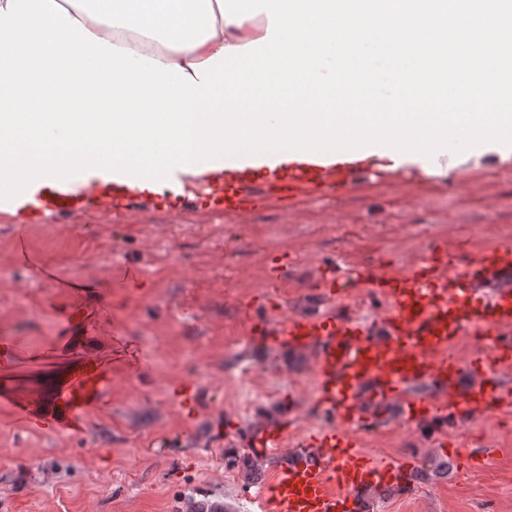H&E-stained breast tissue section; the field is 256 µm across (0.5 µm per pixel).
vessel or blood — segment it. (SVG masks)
I'll list each match as a JSON object with an SVG mask.
<instances>
[{
    "instance_id": "b4317fda",
    "label": "vessel or blood",
    "mask_w": 512,
    "mask_h": 512,
    "mask_svg": "<svg viewBox=\"0 0 512 512\" xmlns=\"http://www.w3.org/2000/svg\"><path fill=\"white\" fill-rule=\"evenodd\" d=\"M384 161H354L333 166L288 165L267 172L224 170L185 183L177 192H142L113 182L111 172L92 178L48 176L18 196L0 200V216H10L16 234L27 225L56 223L86 212L103 215L142 201L158 212L192 208L211 213H244L268 194L294 199L305 192L333 193L362 170L379 171ZM492 285L490 296L477 290ZM321 285L328 296L338 287L361 288L387 305L375 324L350 313L303 315L283 322L254 318L250 333L274 349L311 351L315 379L313 404L331 424L310 437L304 456L285 462L274 480L253 497L259 512H360L370 490L397 486L403 464L383 463L358 451L366 425L400 407L407 423L423 417L465 420L512 409V246L466 252L454 242L428 245L423 259L398 272L380 263L342 278L329 274ZM482 337L479 359L454 353L463 334ZM0 371L10 370L26 346L25 337L0 321ZM111 379L86 356L67 379L47 392L12 402L29 427L74 432L84 413L100 406ZM290 425L265 428L250 436L258 452L286 447Z\"/></svg>"
}]
</instances>
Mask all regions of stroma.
<instances>
[{
	"label": "stroma",
	"mask_w": 512,
	"mask_h": 512,
	"mask_svg": "<svg viewBox=\"0 0 512 512\" xmlns=\"http://www.w3.org/2000/svg\"><path fill=\"white\" fill-rule=\"evenodd\" d=\"M476 251L512 244V156L450 167L359 174L336 195L268 198L243 215H172L134 204L70 224L31 225L17 247L0 217V319L30 349L9 374L15 395L43 389L85 353L112 371L105 404L60 435L15 420L0 402V512H189L192 503L256 512L261 478L224 468L255 431L288 420L291 442L324 429L313 407L311 354L249 340L242 304L273 320L350 312L369 323L382 302L318 291L326 268L344 274L387 260L406 270L430 243ZM131 272L116 282L114 269ZM125 335L114 340L113 326ZM360 450L382 462L441 457L443 444L497 454L447 477L374 495L372 512H512V413L424 434L391 414L366 426Z\"/></svg>",
	"instance_id": "35a3bbf8"
}]
</instances>
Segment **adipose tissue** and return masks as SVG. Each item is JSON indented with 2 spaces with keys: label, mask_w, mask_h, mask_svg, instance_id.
Instances as JSON below:
<instances>
[{
  "label": "adipose tissue",
  "mask_w": 512,
  "mask_h": 512,
  "mask_svg": "<svg viewBox=\"0 0 512 512\" xmlns=\"http://www.w3.org/2000/svg\"><path fill=\"white\" fill-rule=\"evenodd\" d=\"M97 37L123 48L189 68L225 47L266 36L268 17L242 23L224 19L218 0H57Z\"/></svg>",
  "instance_id": "obj_1"
}]
</instances>
